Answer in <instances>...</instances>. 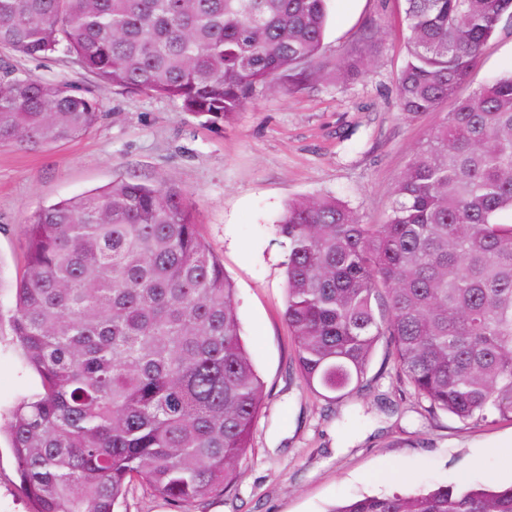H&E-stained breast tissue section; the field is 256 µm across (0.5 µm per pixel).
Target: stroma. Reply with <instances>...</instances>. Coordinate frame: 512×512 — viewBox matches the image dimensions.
Here are the masks:
<instances>
[{
	"label": "stroma",
	"instance_id": "1",
	"mask_svg": "<svg viewBox=\"0 0 512 512\" xmlns=\"http://www.w3.org/2000/svg\"><path fill=\"white\" fill-rule=\"evenodd\" d=\"M404 0H330L320 79L305 89L275 80L230 119L204 125L176 103L140 92L99 91V81L70 58H27L0 47L10 69L64 80L100 93L102 117L78 139L36 151L0 147V406L40 391L38 376L13 350L8 310L24 269V218L55 202L137 176L175 180L192 193L204 238L232 278L243 337L264 381L253 446L234 490L176 508L146 489L127 512H328L366 494L424 485L512 484V422L474 426L427 404L396 375L378 346L364 387L328 399L305 384L292 359L284 319L286 244L277 220L289 200L331 195L363 223H381L413 150L439 113L399 112L396 87L406 57ZM369 73L345 80V56ZM512 65V22L501 24L472 72L479 88ZM16 462L0 435V512H28Z\"/></svg>",
	"mask_w": 512,
	"mask_h": 512
}]
</instances>
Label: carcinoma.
I'll list each match as a JSON object with an SVG mask.
<instances>
[{
  "mask_svg": "<svg viewBox=\"0 0 512 512\" xmlns=\"http://www.w3.org/2000/svg\"><path fill=\"white\" fill-rule=\"evenodd\" d=\"M328 0H0V46L71 56L105 88L222 122L288 74L318 80ZM399 111H452L409 158L386 219L309 196L277 221L288 241L284 317L306 384L359 387L375 349L429 408L512 420V70L458 91L512 0H404ZM350 56L337 70L366 72ZM100 100L63 80L0 75V146L84 135ZM10 309L41 392L9 408L29 512H119L137 484L188 504L232 490L263 381L236 288L199 232L190 192L135 176L42 206ZM328 512H512V485L468 477L364 495Z\"/></svg>",
  "mask_w": 512,
  "mask_h": 512,
  "instance_id": "carcinoma-1",
  "label": "carcinoma"
}]
</instances>
